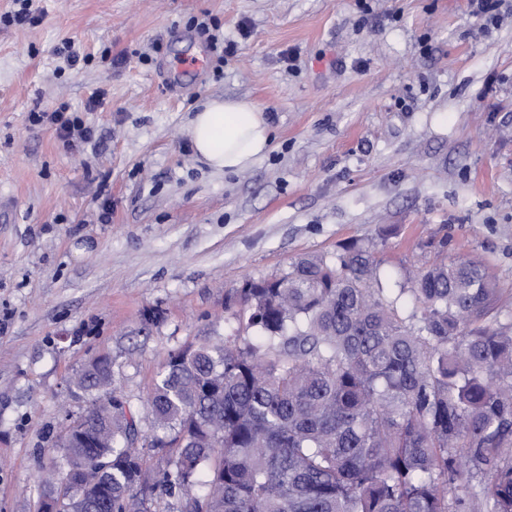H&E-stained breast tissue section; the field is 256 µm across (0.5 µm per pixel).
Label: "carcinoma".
I'll return each mask as SVG.
<instances>
[{
  "instance_id": "1",
  "label": "carcinoma",
  "mask_w": 512,
  "mask_h": 512,
  "mask_svg": "<svg viewBox=\"0 0 512 512\" xmlns=\"http://www.w3.org/2000/svg\"><path fill=\"white\" fill-rule=\"evenodd\" d=\"M496 279L443 256L381 286L375 248L234 289L241 335L172 351L149 429L106 355L63 449L96 485L65 512H512V319ZM158 430L174 432L167 440ZM169 448L150 465L144 448Z\"/></svg>"
}]
</instances>
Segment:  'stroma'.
<instances>
[{
	"label": "stroma",
	"instance_id": "1",
	"mask_svg": "<svg viewBox=\"0 0 512 512\" xmlns=\"http://www.w3.org/2000/svg\"><path fill=\"white\" fill-rule=\"evenodd\" d=\"M32 8L36 26L0 22V512H37L65 418L87 405L68 385L85 361L110 356L145 414L169 352L236 335L226 296L300 256L373 243L398 288L419 243L444 237L490 266L512 315V0L487 30L467 0ZM214 36L233 52L211 57ZM66 40L86 63L62 66ZM200 53L207 67L179 73ZM216 96L270 123L251 168L191 150L186 126ZM62 102L97 148L32 123Z\"/></svg>",
	"mask_w": 512,
	"mask_h": 512
}]
</instances>
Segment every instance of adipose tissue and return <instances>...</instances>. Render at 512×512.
<instances>
[{
  "label": "adipose tissue",
  "instance_id": "adipose-tissue-1",
  "mask_svg": "<svg viewBox=\"0 0 512 512\" xmlns=\"http://www.w3.org/2000/svg\"><path fill=\"white\" fill-rule=\"evenodd\" d=\"M186 133L195 157L221 172L247 169L270 149L271 128L264 112L239 99H208Z\"/></svg>",
  "mask_w": 512,
  "mask_h": 512
}]
</instances>
